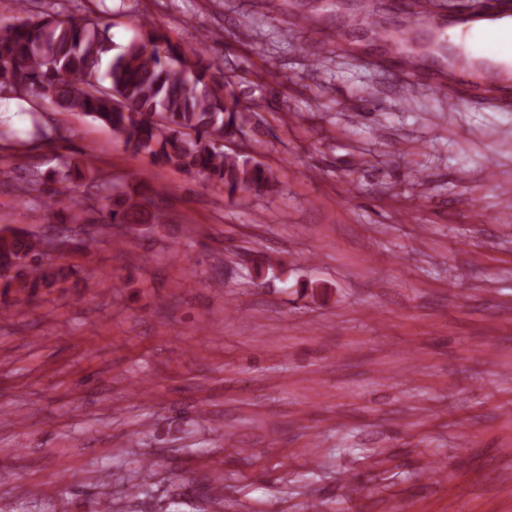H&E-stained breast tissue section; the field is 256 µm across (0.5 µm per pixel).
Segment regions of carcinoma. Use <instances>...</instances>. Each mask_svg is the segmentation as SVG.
I'll return each instance as SVG.
<instances>
[{
    "label": "carcinoma",
    "mask_w": 512,
    "mask_h": 512,
    "mask_svg": "<svg viewBox=\"0 0 512 512\" xmlns=\"http://www.w3.org/2000/svg\"><path fill=\"white\" fill-rule=\"evenodd\" d=\"M30 0H18L19 16L0 23V91L32 97L63 112L99 120L136 155L181 171L196 172L224 186L229 197L271 192L276 177L241 153L224 151L222 140L245 135L252 113L235 91L219 89L205 52L186 53L153 21L137 20L138 38L123 46L102 68L112 50L110 25L101 17L32 14ZM63 209L56 192L36 174L23 188ZM108 223H166L154 196L117 194ZM72 267L56 262L43 238L12 229L0 235V288L29 298L59 288Z\"/></svg>",
    "instance_id": "carcinoma-1"
}]
</instances>
